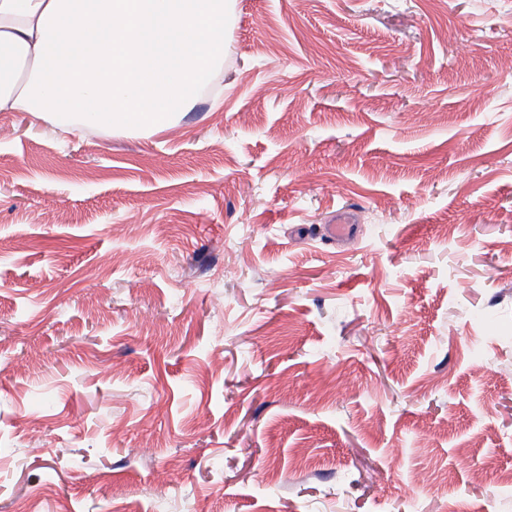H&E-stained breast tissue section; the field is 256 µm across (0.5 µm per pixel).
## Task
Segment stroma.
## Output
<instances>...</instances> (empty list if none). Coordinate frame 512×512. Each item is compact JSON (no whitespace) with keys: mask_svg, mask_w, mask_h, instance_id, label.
I'll return each mask as SVG.
<instances>
[{"mask_svg":"<svg viewBox=\"0 0 512 512\" xmlns=\"http://www.w3.org/2000/svg\"><path fill=\"white\" fill-rule=\"evenodd\" d=\"M224 42L158 132L0 112V512H512V0Z\"/></svg>","mask_w":512,"mask_h":512,"instance_id":"obj_1","label":"stroma"}]
</instances>
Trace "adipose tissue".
Masks as SVG:
<instances>
[{
    "label": "adipose tissue",
    "mask_w": 512,
    "mask_h": 512,
    "mask_svg": "<svg viewBox=\"0 0 512 512\" xmlns=\"http://www.w3.org/2000/svg\"><path fill=\"white\" fill-rule=\"evenodd\" d=\"M225 0H0V112L163 129L224 55Z\"/></svg>",
    "instance_id": "adipose-tissue-1"
}]
</instances>
